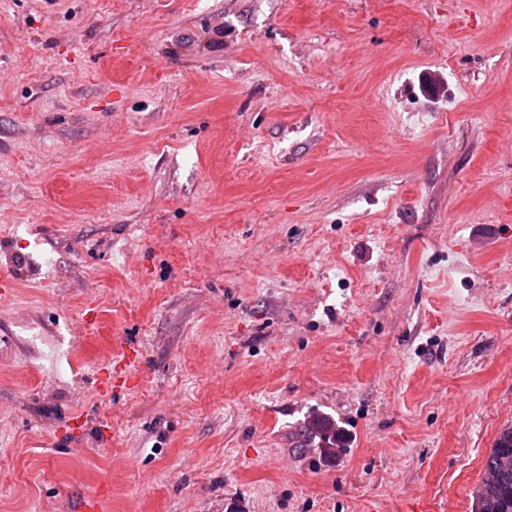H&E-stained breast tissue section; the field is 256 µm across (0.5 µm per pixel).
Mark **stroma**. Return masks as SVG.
I'll list each match as a JSON object with an SVG mask.
<instances>
[{
  "label": "stroma",
  "mask_w": 512,
  "mask_h": 512,
  "mask_svg": "<svg viewBox=\"0 0 512 512\" xmlns=\"http://www.w3.org/2000/svg\"><path fill=\"white\" fill-rule=\"evenodd\" d=\"M506 197L512 0H0V512H471Z\"/></svg>",
  "instance_id": "1"
}]
</instances>
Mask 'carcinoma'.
Wrapping results in <instances>:
<instances>
[{
    "label": "carcinoma",
    "instance_id": "carcinoma-1",
    "mask_svg": "<svg viewBox=\"0 0 512 512\" xmlns=\"http://www.w3.org/2000/svg\"><path fill=\"white\" fill-rule=\"evenodd\" d=\"M512 457V426L501 430L485 462L491 478L484 481L474 499L472 512H512V469L502 468L500 459Z\"/></svg>",
    "mask_w": 512,
    "mask_h": 512
}]
</instances>
